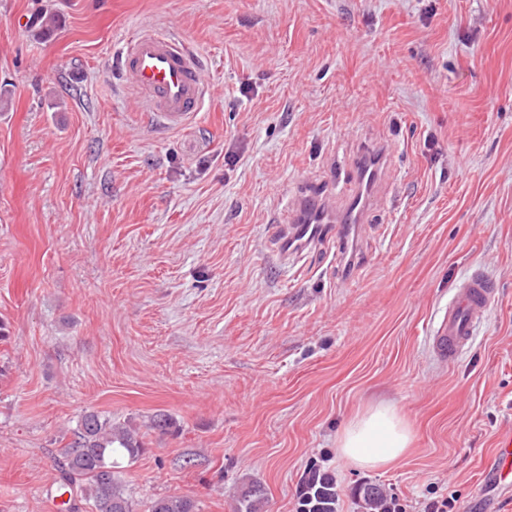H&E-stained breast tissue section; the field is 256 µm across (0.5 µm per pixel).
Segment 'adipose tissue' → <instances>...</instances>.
Returning a JSON list of instances; mask_svg holds the SVG:
<instances>
[{
  "mask_svg": "<svg viewBox=\"0 0 512 512\" xmlns=\"http://www.w3.org/2000/svg\"><path fill=\"white\" fill-rule=\"evenodd\" d=\"M410 441V432L395 411L379 405L345 428L338 451L355 468L374 470L397 462Z\"/></svg>",
  "mask_w": 512,
  "mask_h": 512,
  "instance_id": "adipose-tissue-1",
  "label": "adipose tissue"
}]
</instances>
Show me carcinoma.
Masks as SVG:
<instances>
[{"label":"carcinoma","instance_id":"1","mask_svg":"<svg viewBox=\"0 0 512 512\" xmlns=\"http://www.w3.org/2000/svg\"><path fill=\"white\" fill-rule=\"evenodd\" d=\"M150 427L162 434L174 431L175 419L167 413H158ZM143 451V443L135 429L114 426L112 419L100 412L85 413L71 441L60 454L63 486L82 483L84 498L92 506V512H136L134 503L125 494L118 478L120 461L137 459ZM336 479L328 471L309 478L297 502V512H336ZM363 512H384L388 502L380 489L371 484L361 491ZM263 491L251 487L242 497L237 512H258ZM146 512H197V505L188 496H166L147 505Z\"/></svg>","mask_w":512,"mask_h":512}]
</instances>
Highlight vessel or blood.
I'll use <instances>...</instances> for the list:
<instances>
[{
    "label": "vessel or blood",
    "mask_w": 512,
    "mask_h": 512,
    "mask_svg": "<svg viewBox=\"0 0 512 512\" xmlns=\"http://www.w3.org/2000/svg\"><path fill=\"white\" fill-rule=\"evenodd\" d=\"M118 61L125 83L157 123L179 129L199 111L204 95L202 65L198 55L179 37L143 28L124 43ZM355 174L363 190L349 199L344 211H337L327 194L319 190L302 192L290 202L288 221L276 230L280 259L331 238L348 240L352 225L364 220L367 191L378 177V168L362 161L356 165ZM497 294L495 283L478 272L458 286L427 338L436 358L451 361L469 348L478 322ZM487 478L512 488V429L499 433L494 467Z\"/></svg>",
    "instance_id": "b4317fda"
}]
</instances>
